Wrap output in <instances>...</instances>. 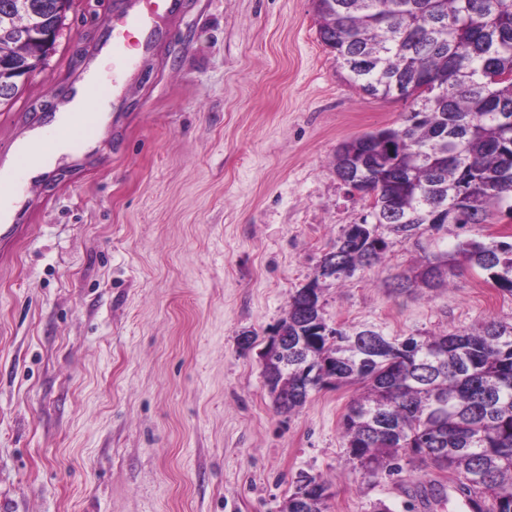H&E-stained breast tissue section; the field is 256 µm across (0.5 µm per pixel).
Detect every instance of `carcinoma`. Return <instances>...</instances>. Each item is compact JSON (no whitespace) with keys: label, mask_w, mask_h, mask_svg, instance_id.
<instances>
[{"label":"carcinoma","mask_w":512,"mask_h":512,"mask_svg":"<svg viewBox=\"0 0 512 512\" xmlns=\"http://www.w3.org/2000/svg\"><path fill=\"white\" fill-rule=\"evenodd\" d=\"M320 40L361 93L409 104L398 127H382L336 147L333 167L354 172L371 199L324 254L319 277L300 288L260 354L277 409L292 413L311 390L358 384L342 422L349 458L377 478L403 470V458L442 460L439 470L473 512H512V322L386 341L367 327L329 324L319 279L343 281L386 256L391 241L439 233L443 206L462 207L460 227L486 224L512 199V0H313ZM58 0H0V107L24 91L15 73L41 58L29 24L56 18ZM466 264L512 294V242L458 241L424 254L396 288H441ZM288 394V403L280 400ZM327 481L301 472L282 512H325Z\"/></svg>","instance_id":"cac0c4a2"}]
</instances>
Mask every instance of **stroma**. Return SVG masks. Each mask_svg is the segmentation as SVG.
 <instances>
[{"label":"stroma","instance_id":"stroma-1","mask_svg":"<svg viewBox=\"0 0 512 512\" xmlns=\"http://www.w3.org/2000/svg\"><path fill=\"white\" fill-rule=\"evenodd\" d=\"M114 0H75L41 69L0 109V153L45 120L112 36ZM138 55L87 163L24 181L31 230L0 260V512H281L299 472L326 512L407 509L447 473L413 461L364 477L341 423L359 389L277 413L260 354L295 292L368 200L330 164L339 143L398 126L318 35L312 0H178ZM512 237V213L394 244L326 281L333 325L392 339L512 321V293L457 268L397 292L422 252Z\"/></svg>","mask_w":512,"mask_h":512}]
</instances>
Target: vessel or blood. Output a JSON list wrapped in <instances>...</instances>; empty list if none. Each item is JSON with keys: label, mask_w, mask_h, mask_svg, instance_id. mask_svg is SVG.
I'll use <instances>...</instances> for the list:
<instances>
[{"label": "vessel or blood", "mask_w": 512, "mask_h": 512, "mask_svg": "<svg viewBox=\"0 0 512 512\" xmlns=\"http://www.w3.org/2000/svg\"><path fill=\"white\" fill-rule=\"evenodd\" d=\"M174 0H139L138 4H130L112 17V83L104 85L92 80L86 85L91 98H104L109 87H120L123 78L134 67L128 54L130 42H137L143 51H150L158 41L155 26L157 17L173 11ZM98 125L91 116H84L79 129L70 134L68 141L72 155H81L89 140L97 132ZM30 227L26 224L0 225V254L10 255L16 242L25 237Z\"/></svg>", "instance_id": "vessel-or-blood-1"}]
</instances>
